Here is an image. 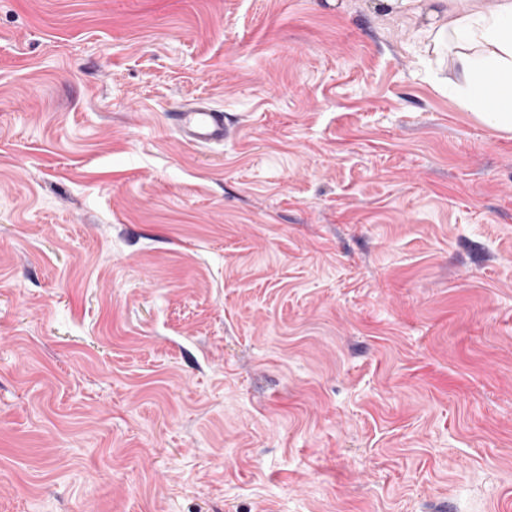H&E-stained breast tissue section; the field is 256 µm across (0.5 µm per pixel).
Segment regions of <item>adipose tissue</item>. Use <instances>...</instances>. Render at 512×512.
<instances>
[{
  "instance_id": "ef3b65f1",
  "label": "adipose tissue",
  "mask_w": 512,
  "mask_h": 512,
  "mask_svg": "<svg viewBox=\"0 0 512 512\" xmlns=\"http://www.w3.org/2000/svg\"><path fill=\"white\" fill-rule=\"evenodd\" d=\"M434 45L451 42L465 75L462 104L490 130L512 133V0H448V17L424 31Z\"/></svg>"
}]
</instances>
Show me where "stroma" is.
<instances>
[{"instance_id":"obj_1","label":"stroma","mask_w":512,"mask_h":512,"mask_svg":"<svg viewBox=\"0 0 512 512\" xmlns=\"http://www.w3.org/2000/svg\"><path fill=\"white\" fill-rule=\"evenodd\" d=\"M447 9L0 0V512H512V134ZM172 120L184 142L190 145L224 143L230 134L224 113L203 101H191L173 112Z\"/></svg>"}]
</instances>
